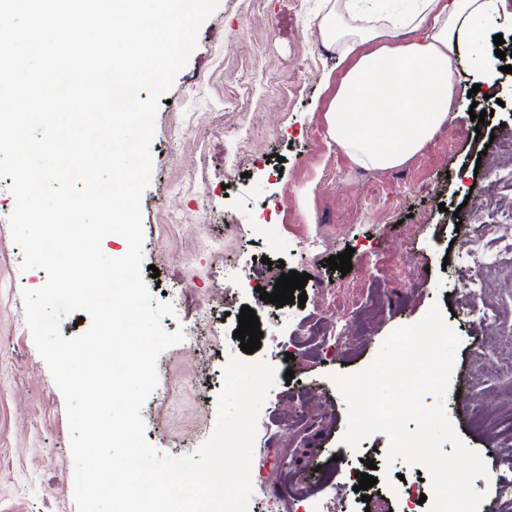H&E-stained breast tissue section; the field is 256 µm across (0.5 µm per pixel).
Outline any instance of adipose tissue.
I'll return each mask as SVG.
<instances>
[{
	"mask_svg": "<svg viewBox=\"0 0 512 512\" xmlns=\"http://www.w3.org/2000/svg\"><path fill=\"white\" fill-rule=\"evenodd\" d=\"M499 10L500 0H410L399 11L378 0H325L321 36L351 62L326 114L337 146L364 168L408 161L455 107L458 58L493 88L484 39Z\"/></svg>",
	"mask_w": 512,
	"mask_h": 512,
	"instance_id": "1",
	"label": "adipose tissue"
}]
</instances>
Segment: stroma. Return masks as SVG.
<instances>
[{"mask_svg":"<svg viewBox=\"0 0 512 512\" xmlns=\"http://www.w3.org/2000/svg\"><path fill=\"white\" fill-rule=\"evenodd\" d=\"M322 17V0H220L158 101L141 199L142 278L155 303L174 308L163 329L186 338L158 357L159 383L141 411L145 437L179 456L211 435L246 305L263 333L248 359L277 370L257 424L250 512H307L322 501L365 512L368 495L385 512H424L429 473L401 461L386 467L384 433L356 449L344 444L348 408L330 376L365 369L392 330L436 304L460 338L446 410L488 471L474 482L485 494L479 512H512V496L500 492L512 480V376L500 360L512 351L490 345L512 329V256L502 251L512 225L488 231L503 257L478 293L492 309L487 321L466 310L465 237L456 230L512 207V191L498 183L512 156L485 149L491 136L512 134V74L490 97H464L404 165L366 169L328 134L326 111L350 62L322 42ZM474 107L486 111L484 123L472 121ZM10 184L0 179V512H76L65 401L22 298L46 273L20 269ZM349 247L350 273L323 267ZM285 271L311 275L305 305L261 300ZM318 279L348 285L346 299L318 290ZM368 459L375 484L361 494L349 470Z\"/></svg>","mask_w":512,"mask_h":512,"instance_id":"obj_1","label":"stroma"}]
</instances>
